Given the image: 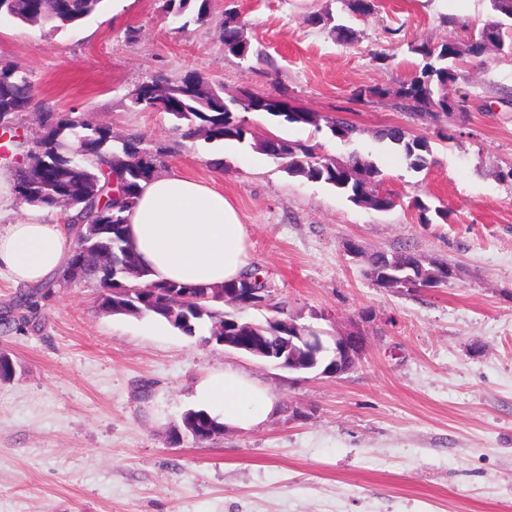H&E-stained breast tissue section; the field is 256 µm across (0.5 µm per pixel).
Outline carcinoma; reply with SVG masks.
I'll use <instances>...</instances> for the list:
<instances>
[{
	"label": "carcinoma",
	"mask_w": 512,
	"mask_h": 512,
	"mask_svg": "<svg viewBox=\"0 0 512 512\" xmlns=\"http://www.w3.org/2000/svg\"><path fill=\"white\" fill-rule=\"evenodd\" d=\"M105 0H0V17L31 26L47 27L59 32L78 26L85 18L101 10ZM211 0H164V10L173 21L184 24H205L209 21ZM352 15H367L375 8L373 0H341ZM497 19L485 24L467 39L435 46L427 41H415L410 51L421 56L423 65L398 89L375 87L360 89L359 98L369 94L386 97L390 94L408 103L418 112L435 116H448L454 103L448 99V84L457 79V64L469 58H480L489 48L512 50V39L505 40L503 19H512V0H490ZM308 22L315 26L330 27L337 39L349 43L354 30L343 23H335L333 12L314 13ZM512 30V25L507 27ZM224 50L242 60L248 59L249 42L235 11L224 13L220 22ZM34 92L28 77L10 66L0 67V116L16 117L33 106ZM130 108L134 111L160 109L170 115L174 129L186 141L202 139L208 143L235 141L261 151L284 162L286 172L311 182L324 183L355 204L378 211L393 206L390 195L380 191L381 171L369 158L358 153L339 162L322 155L315 146L294 143L272 136L254 140L249 124L240 122L245 113L266 114L280 123L319 126L320 118L289 105L283 98L247 93L243 96L224 97V87L197 73H189L179 80L150 78L129 94ZM37 119L42 127L39 139L30 141L22 137L13 142L17 153L30 160L26 170H15L14 192L24 200L26 187L33 186L30 205L42 209H58L60 201L71 199L76 205L65 215L69 224L85 225L83 238L76 240L71 256L79 251L89 254L113 253L119 259L118 269L138 272L140 291L127 297L111 294L106 306L115 305L122 312L138 317L152 316L164 319L170 326L186 336L208 332L203 337L222 336L218 327H235L236 318L226 316L217 308L215 299L230 288H250L260 296L269 293L267 277L250 271L242 278L222 285H189L177 282H156L149 279V271L140 265L128 234V214L133 209L142 183L158 174L159 161L152 150L144 146L145 138L114 139L107 126H93L74 119L70 114L40 112ZM326 128L334 138L347 141L355 127L346 119L336 116L326 120ZM380 138L399 150L410 168L425 167L428 142L412 135L406 128L391 126L383 129ZM421 213V223L435 219L447 220L448 212L421 199L415 200ZM449 261L427 263L415 253L393 254L385 259L372 254L367 261V276L373 283L386 287L393 274L407 277L402 288L417 291L428 281L448 275ZM252 330L265 337L272 354L280 349V328L263 323H249ZM188 420L216 430L224 423L204 411L190 410Z\"/></svg>",
	"instance_id": "carcinoma-1"
}]
</instances>
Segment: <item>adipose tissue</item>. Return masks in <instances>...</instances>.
<instances>
[{
  "instance_id": "ef3b65f1",
  "label": "adipose tissue",
  "mask_w": 512,
  "mask_h": 512,
  "mask_svg": "<svg viewBox=\"0 0 512 512\" xmlns=\"http://www.w3.org/2000/svg\"><path fill=\"white\" fill-rule=\"evenodd\" d=\"M128 234L153 281L220 285L249 267L247 226L213 182L155 176L128 215ZM73 236L69 226L32 208L29 220L0 230V271L18 285L45 282L66 264ZM195 399L197 409L242 429L263 424L274 409L265 389L229 369L203 380Z\"/></svg>"
}]
</instances>
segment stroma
Returning <instances> with one entry per match:
<instances>
[{"label":"stroma","mask_w":512,"mask_h":512,"mask_svg":"<svg viewBox=\"0 0 512 512\" xmlns=\"http://www.w3.org/2000/svg\"><path fill=\"white\" fill-rule=\"evenodd\" d=\"M211 5L212 21L182 30L162 0H107L61 32L4 20L0 66L27 74L39 107L145 136L163 150L165 173L220 182L248 226L250 264L270 284L267 305L240 318L262 321L281 306L299 322L361 335L364 347L340 376L293 373L112 314L92 284L52 289L34 311L16 307L24 288L0 273V352L16 365L0 381V512H512V182L499 177L512 168V53L459 66L448 96L466 107L448 119L453 139L393 95L420 62L409 43L483 27L487 0H378L356 18L340 0ZM328 8L354 42L308 23ZM227 9L246 24L248 60L219 38ZM190 72L228 96L281 94L343 117L356 128L348 143L250 120L262 137L370 157L394 207L353 204L248 146L185 141L169 115L130 109L128 93L147 78ZM376 85L390 96L357 98ZM393 125L428 141L423 170L379 142ZM417 198L443 204L447 222L420 223ZM375 252L448 260L456 276L431 290L380 288L366 274ZM226 369L267 389L270 419L171 443L197 384Z\"/></svg>","instance_id":"obj_1"}]
</instances>
